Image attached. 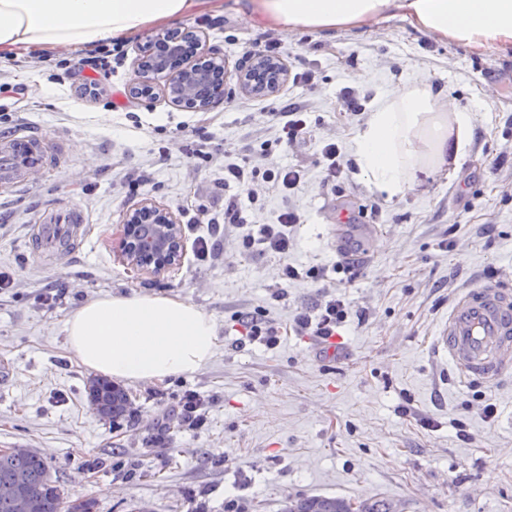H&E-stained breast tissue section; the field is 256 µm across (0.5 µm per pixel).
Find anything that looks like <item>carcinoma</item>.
<instances>
[{
  "label": "carcinoma",
  "instance_id": "cac0c4a2",
  "mask_svg": "<svg viewBox=\"0 0 512 512\" xmlns=\"http://www.w3.org/2000/svg\"><path fill=\"white\" fill-rule=\"evenodd\" d=\"M85 393L90 407L101 417L116 421L125 418L131 406L129 393L106 378H91ZM21 483L38 489L31 512H94L91 499L70 502L50 474L45 460L36 452H0V485ZM282 512H392L382 501L358 507L343 499L325 496L289 497Z\"/></svg>",
  "mask_w": 512,
  "mask_h": 512
}]
</instances>
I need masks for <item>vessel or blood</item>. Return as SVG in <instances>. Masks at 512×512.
I'll use <instances>...</instances> for the list:
<instances>
[{
  "label": "vessel or blood",
  "mask_w": 512,
  "mask_h": 512,
  "mask_svg": "<svg viewBox=\"0 0 512 512\" xmlns=\"http://www.w3.org/2000/svg\"><path fill=\"white\" fill-rule=\"evenodd\" d=\"M57 155L37 135L0 144V180L16 183L56 164ZM80 214L66 213L37 225L38 249L66 245L78 232ZM458 379L491 386L512 373V287L488 279L456 297L434 340Z\"/></svg>",
  "instance_id": "vessel-or-blood-1"
}]
</instances>
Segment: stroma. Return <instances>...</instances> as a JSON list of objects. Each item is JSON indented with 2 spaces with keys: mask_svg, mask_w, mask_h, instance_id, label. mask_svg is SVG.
<instances>
[{
  "mask_svg": "<svg viewBox=\"0 0 512 512\" xmlns=\"http://www.w3.org/2000/svg\"><path fill=\"white\" fill-rule=\"evenodd\" d=\"M229 63L274 46L290 73L276 97L242 95L228 82L223 102L195 112L134 100V42L121 44L83 96V52L59 48L0 60V138L38 133L58 165L21 191L0 185V449L40 453L69 499L95 512H281L286 497L324 495L351 504L383 500L394 512H512V374L494 386L459 383L432 338L455 297L481 280L512 284V48L475 50L443 42L391 17L360 29L263 31L243 11L190 18ZM370 72L371 83L358 75ZM431 87L449 111L474 110L477 126L462 159L403 199L390 201L356 177L352 137L392 85ZM364 109L347 111L343 87ZM311 110L305 138L275 144V101ZM108 112L111 122H99ZM336 143L342 172L326 180L321 149ZM250 159L260 169L298 165L300 185L283 194L260 183L269 224L286 206L293 262L318 267L319 282L289 281L277 257L244 255L227 226L213 264L185 255L156 277L120 261L112 240L127 209L144 199L184 224H207L224 209V166ZM502 159L499 176L488 173ZM150 184L130 190L127 174ZM77 206L84 244L53 262L31 247L50 207ZM361 257L334 269L336 238ZM177 295L213 315L219 345L196 372L133 383L131 417L113 422L89 408L90 376L69 350L65 322L82 303L107 294ZM343 299L336 360L319 338L293 329L295 314L325 295ZM252 313L280 332L268 347L241 341L235 318ZM187 390L209 403L205 426L181 425ZM494 405L486 417L485 405Z\"/></svg>",
  "mask_w": 512,
  "mask_h": 512,
  "instance_id": "stroma-1",
  "label": "stroma"
}]
</instances>
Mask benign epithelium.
Masks as SVG:
<instances>
[{
  "label": "benign epithelium",
  "mask_w": 512,
  "mask_h": 512,
  "mask_svg": "<svg viewBox=\"0 0 512 512\" xmlns=\"http://www.w3.org/2000/svg\"><path fill=\"white\" fill-rule=\"evenodd\" d=\"M133 68L137 75L132 92L154 104L164 101L176 107L191 105L206 112L224 100L229 77L237 79L242 94L272 95L288 80V66L279 57L255 53L229 70L216 47L208 44L197 27L168 30L136 45ZM114 249L127 264L154 275L180 264L184 253L182 225L171 208L151 199L124 214ZM15 498L18 512H29L35 493L8 486L0 493Z\"/></svg>",
  "instance_id": "1"
}]
</instances>
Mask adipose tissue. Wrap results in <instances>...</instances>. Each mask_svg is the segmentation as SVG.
Returning <instances> with one entry per match:
<instances>
[{
    "label": "adipose tissue",
    "mask_w": 512,
    "mask_h": 512,
    "mask_svg": "<svg viewBox=\"0 0 512 512\" xmlns=\"http://www.w3.org/2000/svg\"><path fill=\"white\" fill-rule=\"evenodd\" d=\"M223 9V0H0V59L123 43ZM246 13L254 25L295 31L360 28L400 16L442 41L512 47V0H247ZM477 121L475 111H448L427 87L394 85L353 138L358 175L369 189L402 198L417 172L434 168L447 151L465 153ZM65 331L83 367L129 383L195 372L218 344L211 314L154 292L89 300L68 317Z\"/></svg>",
    "instance_id": "obj_1"
}]
</instances>
